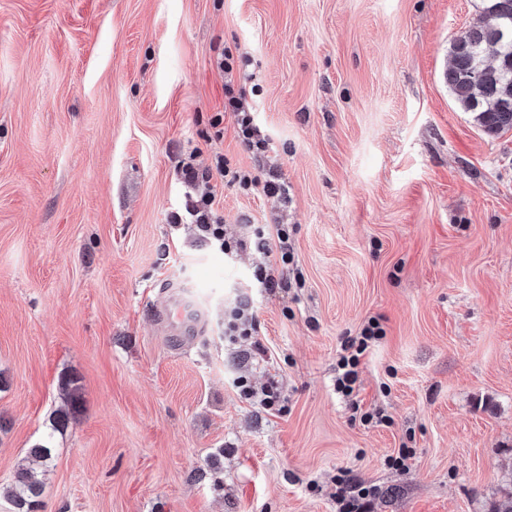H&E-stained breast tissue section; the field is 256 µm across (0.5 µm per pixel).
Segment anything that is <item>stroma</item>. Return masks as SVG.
<instances>
[{"mask_svg": "<svg viewBox=\"0 0 512 512\" xmlns=\"http://www.w3.org/2000/svg\"><path fill=\"white\" fill-rule=\"evenodd\" d=\"M483 0H0V512L49 433L42 512H491L512 492V131L485 135L441 73ZM248 54L257 124L224 110L223 50ZM259 93H252V86ZM275 168L287 207L213 179L229 234L288 227L298 293L254 288V257L172 233L179 162ZM207 312L171 347L167 289ZM248 299L255 339L224 338ZM380 318L351 421L342 337ZM277 381L285 412L233 381ZM408 472L386 459L402 442ZM73 379H63L60 389L64 396V408L55 411L51 418V427L54 431L61 429L68 422L69 418L80 411V397L78 387L74 385ZM375 490L365 486L347 473L336 478V501L339 512H360L367 506L366 500L374 496Z\"/></svg>", "mask_w": 512, "mask_h": 512, "instance_id": "35a3bbf8", "label": "stroma"}]
</instances>
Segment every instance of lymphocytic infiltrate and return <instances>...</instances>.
<instances>
[{
  "label": "lymphocytic infiltrate",
  "instance_id": "lymphocytic-infiltrate-1",
  "mask_svg": "<svg viewBox=\"0 0 512 512\" xmlns=\"http://www.w3.org/2000/svg\"><path fill=\"white\" fill-rule=\"evenodd\" d=\"M250 63L248 56L236 57L227 52L219 59L218 66L226 78L224 110L230 114L237 127L243 148L260 160L273 151L274 144L270 136L256 124L254 112L244 91L235 89L231 82L234 71L244 70ZM178 173L185 189L184 205L182 211L172 215V229L177 231L182 226H191L197 243L224 253L235 249L254 248L259 256L253 268L256 287L270 293L287 287V280L275 277L270 265V258L274 255L285 265L293 260L287 225L273 224L267 228H256L252 240L249 241L242 238L229 240L223 219L214 209L213 197L197 190L199 184L217 177L226 186L246 195L260 191L265 195L284 199L288 196L287 185L276 176L263 179L250 170L234 166L220 153L214 154L210 165L203 168L198 167L191 159L181 162ZM384 335L385 331L380 322L372 318L362 326L357 335L343 337L336 362L335 390L338 396L345 399L353 397L359 386L361 360Z\"/></svg>",
  "mask_w": 512,
  "mask_h": 512
}]
</instances>
